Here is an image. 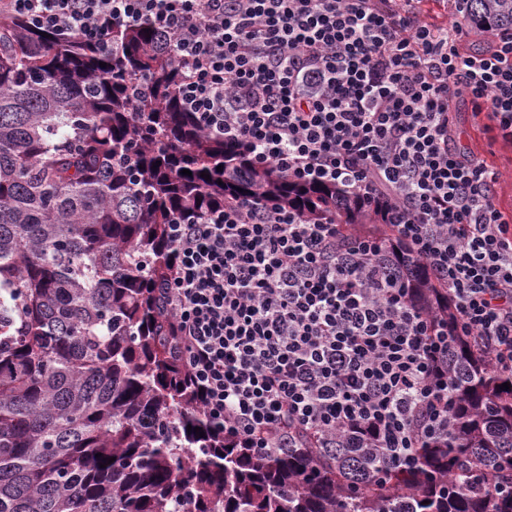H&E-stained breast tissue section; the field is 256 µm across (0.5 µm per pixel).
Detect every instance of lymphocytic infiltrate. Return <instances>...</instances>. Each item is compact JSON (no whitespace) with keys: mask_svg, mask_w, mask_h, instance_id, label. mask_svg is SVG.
Listing matches in <instances>:
<instances>
[{"mask_svg":"<svg viewBox=\"0 0 512 512\" xmlns=\"http://www.w3.org/2000/svg\"><path fill=\"white\" fill-rule=\"evenodd\" d=\"M412 0H0V13L99 42L150 20L175 38L181 104L254 163L336 183L382 210L386 240L261 198L170 227L164 290L198 405L243 448H332L408 464L448 428L449 351L473 339L512 374V218L496 172L454 149L468 95L512 143V30L469 54ZM420 259L452 319L418 308L399 252Z\"/></svg>","mask_w":512,"mask_h":512,"instance_id":"obj_1","label":"lymphocytic infiltrate"}]
</instances>
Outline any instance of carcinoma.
Listing matches in <instances>:
<instances>
[{
  "label": "carcinoma",
  "instance_id": "1",
  "mask_svg": "<svg viewBox=\"0 0 512 512\" xmlns=\"http://www.w3.org/2000/svg\"><path fill=\"white\" fill-rule=\"evenodd\" d=\"M467 6L478 34L512 28V0ZM172 42L146 21L94 43L0 15V512H512V374L469 337L451 350L448 431L410 467L378 448L258 455L197 405L155 298L169 225L261 197L390 230L336 185L204 132ZM412 288L442 307L428 280Z\"/></svg>",
  "mask_w": 512,
  "mask_h": 512
}]
</instances>
